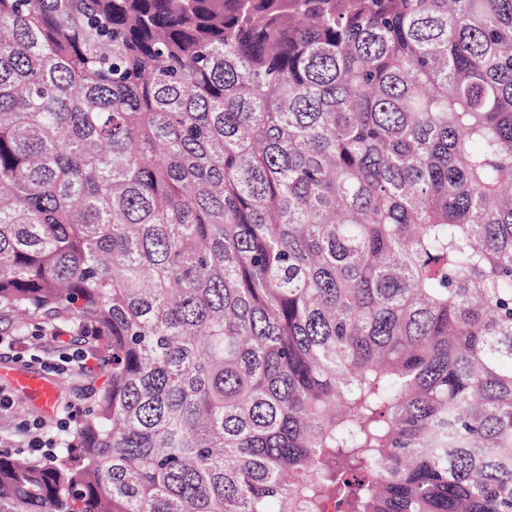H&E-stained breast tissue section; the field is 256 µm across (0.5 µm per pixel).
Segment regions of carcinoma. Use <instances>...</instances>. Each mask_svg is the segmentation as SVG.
Returning <instances> with one entry per match:
<instances>
[{
  "label": "carcinoma",
  "mask_w": 512,
  "mask_h": 512,
  "mask_svg": "<svg viewBox=\"0 0 512 512\" xmlns=\"http://www.w3.org/2000/svg\"><path fill=\"white\" fill-rule=\"evenodd\" d=\"M0 309V512H512V0H0ZM6 314L0 312V336H17L22 338L21 341L30 338V336H46L40 340L31 339L33 345L31 346L30 353L44 359L58 358V360L47 364V368L52 371L49 372L39 362H30L29 357L24 359V361H14L10 357L4 356L0 359V367L33 371L2 369L0 370V377L5 382L11 384L14 389L25 395L44 414L52 415H43L17 392L8 387L3 388L12 395L14 405L9 412H4L0 415V439H2L0 451L14 452L16 449H19L29 453L27 450L29 448L33 453L38 452L42 454L44 448H48L47 441L42 432V424L36 420L23 424L26 446L22 448L24 438L18 431V423L36 418L44 423V430L48 433H59L56 430L57 423L61 419L67 418V414L72 410L73 406H79L82 412L77 415L75 422L71 423L70 430L60 434L65 435L74 432L80 421L84 418L85 411L90 406L93 395L102 389L104 377L97 375L96 370L92 372V369L95 367V361L91 359L92 355L90 352L79 348L71 353L60 354L68 348H78L77 344L79 343L83 344L84 337L78 336L79 333L71 323L62 321L51 325L42 324L38 321L27 322L21 321L13 315ZM87 365L88 369L86 370L71 371L76 367L78 369L87 368ZM35 371L45 374L58 383L57 400L55 382L39 373H34ZM56 373L65 374L57 375ZM3 446L12 448H4ZM29 454L33 457L38 456L37 453Z\"/></svg>",
  "instance_id": "1"
}]
</instances>
